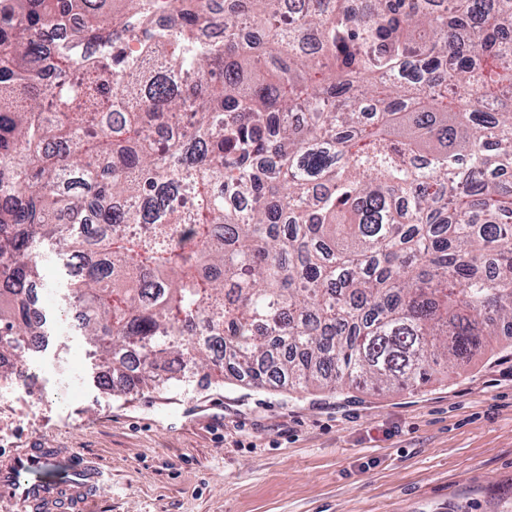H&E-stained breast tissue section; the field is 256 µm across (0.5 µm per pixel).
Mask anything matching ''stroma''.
I'll list each match as a JSON object with an SVG mask.
<instances>
[{
  "mask_svg": "<svg viewBox=\"0 0 512 512\" xmlns=\"http://www.w3.org/2000/svg\"><path fill=\"white\" fill-rule=\"evenodd\" d=\"M56 257L34 386H0V455L42 440L96 461L93 512H512V336L404 389L293 392L223 379L108 387Z\"/></svg>",
  "mask_w": 512,
  "mask_h": 512,
  "instance_id": "obj_1",
  "label": "stroma"
}]
</instances>
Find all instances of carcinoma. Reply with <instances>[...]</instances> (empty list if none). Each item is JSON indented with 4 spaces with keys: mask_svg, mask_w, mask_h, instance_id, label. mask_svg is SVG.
<instances>
[{
    "mask_svg": "<svg viewBox=\"0 0 512 512\" xmlns=\"http://www.w3.org/2000/svg\"><path fill=\"white\" fill-rule=\"evenodd\" d=\"M324 2L0 0V357L51 246L123 390L414 387L512 333V0ZM83 25L84 18L81 14L69 13L46 31L45 39L61 45L72 42L82 30Z\"/></svg>",
    "mask_w": 512,
    "mask_h": 512,
    "instance_id": "1",
    "label": "carcinoma"
}]
</instances>
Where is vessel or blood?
Returning a JSON list of instances; mask_svg holds the SVG:
<instances>
[{"label": "vessel or blood", "instance_id": "1", "mask_svg": "<svg viewBox=\"0 0 512 512\" xmlns=\"http://www.w3.org/2000/svg\"><path fill=\"white\" fill-rule=\"evenodd\" d=\"M104 484L99 465L52 445L0 457V501L17 512H89Z\"/></svg>", "mask_w": 512, "mask_h": 512}]
</instances>
